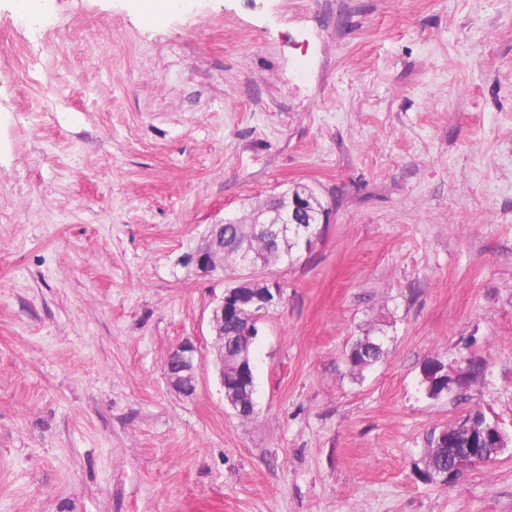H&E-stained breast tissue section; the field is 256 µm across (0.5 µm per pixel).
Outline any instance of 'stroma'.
<instances>
[{
	"label": "stroma",
	"instance_id": "35a3bbf8",
	"mask_svg": "<svg viewBox=\"0 0 512 512\" xmlns=\"http://www.w3.org/2000/svg\"><path fill=\"white\" fill-rule=\"evenodd\" d=\"M296 185L244 419L188 257ZM476 410L512 440V0H0V512H512V443L427 477ZM382 344L377 340H359L350 353V361L358 366L373 365L383 356ZM199 368L197 347L191 341L183 342L168 356L166 372L169 383L179 392L192 395L196 390ZM429 448H432V453L429 461V471L427 476L433 479L437 476L435 472L439 470H447L446 477L457 476L462 470L463 466L458 463L448 462V456L461 461L464 465H473V462L469 460L468 452L464 444H459L454 448H448V445H440L438 443V433L435 431L430 434L428 438Z\"/></svg>",
	"mask_w": 512,
	"mask_h": 512
}]
</instances>
